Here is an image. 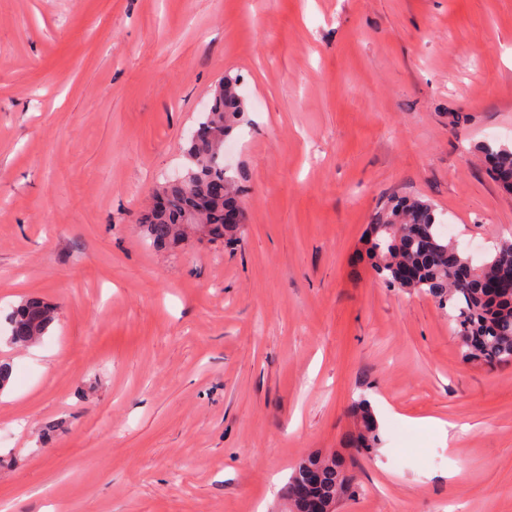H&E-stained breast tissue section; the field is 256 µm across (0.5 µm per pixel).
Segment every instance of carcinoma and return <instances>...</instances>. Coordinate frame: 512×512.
I'll return each instance as SVG.
<instances>
[{
	"label": "carcinoma",
	"instance_id": "1",
	"mask_svg": "<svg viewBox=\"0 0 512 512\" xmlns=\"http://www.w3.org/2000/svg\"><path fill=\"white\" fill-rule=\"evenodd\" d=\"M244 103L237 80L226 76L212 90L207 112L193 131L186 151L182 182L162 188L165 205L142 218L145 238L156 246L183 240L186 226L204 225L212 239H236L240 224L224 223V211L242 215L240 190L224 167V138L238 124ZM490 171L512 191V150L483 145ZM371 269L383 282L408 293H423L448 309V320L460 342L462 358L481 365L512 363V267L498 256L512 255V239H503L480 264L442 233L433 206L419 198L391 197L378 211L366 238ZM411 279L399 280L405 270ZM56 309L38 297L24 299L8 316L7 341L16 347L38 342L56 321ZM355 431L346 444L369 453L379 442L378 422L371 404H353ZM350 471L335 458L309 456L288 479L286 493L293 507L336 512L338 496L352 492Z\"/></svg>",
	"mask_w": 512,
	"mask_h": 512
}]
</instances>
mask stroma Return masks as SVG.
<instances>
[{
    "mask_svg": "<svg viewBox=\"0 0 512 512\" xmlns=\"http://www.w3.org/2000/svg\"><path fill=\"white\" fill-rule=\"evenodd\" d=\"M225 76L240 241L154 247L137 219ZM487 143L512 0H0V512H289L302 460L354 459L360 398L380 441L336 512H512V364L359 259L394 195L475 260L512 238ZM29 296L58 320L7 345Z\"/></svg>",
    "mask_w": 512,
    "mask_h": 512,
    "instance_id": "1",
    "label": "stroma"
}]
</instances>
